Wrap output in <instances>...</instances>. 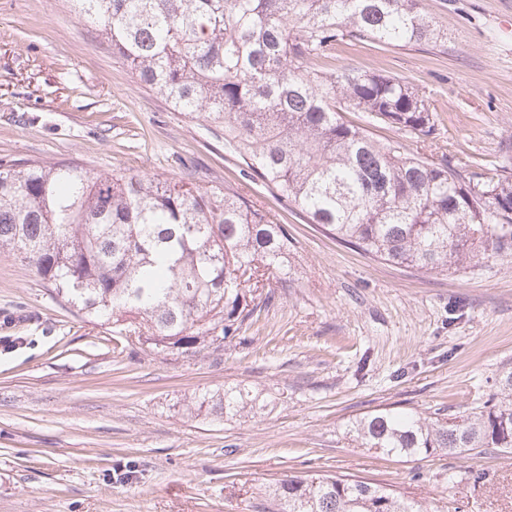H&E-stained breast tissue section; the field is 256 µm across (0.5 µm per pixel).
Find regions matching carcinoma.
<instances>
[{"label": "carcinoma", "mask_w": 512, "mask_h": 512, "mask_svg": "<svg viewBox=\"0 0 512 512\" xmlns=\"http://www.w3.org/2000/svg\"><path fill=\"white\" fill-rule=\"evenodd\" d=\"M141 84L191 119L224 127V148L308 222L385 262L438 274L512 264V175L469 176L444 159L379 143L344 121L348 105L425 142L430 105L406 80L326 70L347 40L445 51L421 0H71ZM0 248L92 321L184 358L224 348L260 308L258 284L293 280L286 229L239 189L190 178L93 175L77 165L0 160ZM253 402L232 387L198 408L227 419ZM387 456L512 452V371L466 417L390 411L351 423ZM281 512H427L393 489L334 475H290Z\"/></svg>", "instance_id": "cac0c4a2"}]
</instances>
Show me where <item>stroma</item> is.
I'll use <instances>...</instances> for the list:
<instances>
[{"mask_svg":"<svg viewBox=\"0 0 512 512\" xmlns=\"http://www.w3.org/2000/svg\"><path fill=\"white\" fill-rule=\"evenodd\" d=\"M448 49L355 43L336 63L411 82L436 113L407 149L470 171L512 169V0H421ZM73 162L243 185L292 241L291 286L221 355L187 359L81 318L0 250V512H279L285 475L359 478L427 512H512V454L401 458L358 447L352 421L431 419L482 405L512 368V264L438 275L358 252L278 202L224 130L141 85L68 0H0V159ZM245 386L263 405L224 420L205 389Z\"/></svg>","mask_w":512,"mask_h":512,"instance_id":"1","label":"stroma"}]
</instances>
